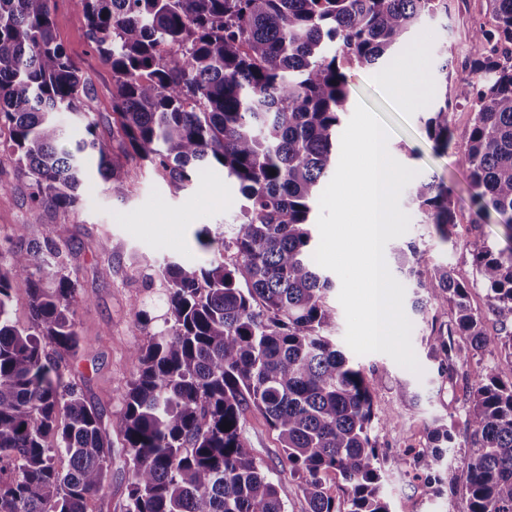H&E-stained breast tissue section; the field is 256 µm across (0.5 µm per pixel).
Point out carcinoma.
I'll return each instance as SVG.
<instances>
[{
	"label": "carcinoma",
	"instance_id": "1",
	"mask_svg": "<svg viewBox=\"0 0 512 512\" xmlns=\"http://www.w3.org/2000/svg\"><path fill=\"white\" fill-rule=\"evenodd\" d=\"M49 2L0 0V130L8 131L0 151L26 179L31 211H73L93 156L116 199L132 193L144 167L181 191L215 164L243 198L231 236L196 232L204 264L161 269L162 324L130 354L119 423L130 472L125 512H287L243 437L249 409L278 433L309 512H390L373 429L393 415L374 404L363 373L331 339L333 283L314 262L309 226L319 183L338 163L350 72L376 64L447 0H78L83 37L112 70L105 135L82 111L90 87L57 41ZM487 8L493 29L472 33L478 79L454 87L474 114L459 162L475 223L493 212L512 231V56L488 48L493 39L512 43V0ZM60 112L84 121L71 149L59 147ZM425 131L435 151L448 152V105L429 113ZM408 201L448 241V186L422 180ZM393 258L417 288L415 310H451L446 329L428 339L444 380L467 376L464 367L487 352L512 349L511 246L475 254L495 335L471 307L469 283L448 267L422 268L412 242L393 248ZM19 281L29 295L26 326L11 316ZM79 290L69 253L49 237L22 235L0 248V512H87L106 493L112 442L103 414L66 380L81 342ZM462 402L467 507L450 489L446 512H512V382L486 365ZM453 440L440 425L428 448L408 445L396 461L443 485ZM330 472L347 487L344 508L325 492Z\"/></svg>",
	"mask_w": 512,
	"mask_h": 512
}]
</instances>
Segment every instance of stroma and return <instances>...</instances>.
Wrapping results in <instances>:
<instances>
[{"label":"stroma","mask_w":512,"mask_h":512,"mask_svg":"<svg viewBox=\"0 0 512 512\" xmlns=\"http://www.w3.org/2000/svg\"><path fill=\"white\" fill-rule=\"evenodd\" d=\"M58 41L80 68L92 89L89 109L100 127L112 119V72L82 35L84 16L78 0H50ZM486 0H448V10L423 17L407 40L393 49L387 59L374 67L357 68L349 77V103H364L392 130L391 156L418 170L420 178L442 179L454 192L457 227L448 241H441L423 214L407 207L410 227L404 241L415 242L424 252L425 267L448 266L455 276L471 284L470 302L474 309L487 312L485 291L473 261L482 244L503 248L512 243V233L497 215L476 223L470 197V178L457 162L464 134L472 122L468 107L450 105L448 124L455 143L447 153L436 152L428 140L424 121L440 103L446 84L471 79L467 65L474 52L473 30L490 25ZM400 68L403 100H395L381 82L382 75ZM87 187L77 208L68 215L43 213L34 218L26 202V182L18 174L9 155L0 154V243L18 234L49 235L68 246L78 270L80 300L76 323L82 346L69 360L67 375L83 391L92 405L102 408L112 440V478L109 493L88 503V512H124L129 478L127 450L118 421L123 413L122 394L131 379V351L148 340L146 332L132 329L135 311L153 307L162 314L164 281L157 271L176 260L187 267L204 263L194 233L202 227H234L242 198L236 184L225 177L223 168H207L194 189L174 192L151 173L139 174L134 192L126 199L112 198L96 172L94 159H87ZM109 239L120 247L112 259L111 272H104L99 243ZM412 323L411 343L423 369L422 375L399 366L383 353L358 355L349 352L344 341V312L336 314L332 339L348 360L362 368L378 407L391 410L394 421L376 427L383 481L390 512H443L449 491H462L464 459L470 446L464 429V412L458 400V387L443 382L437 361L428 355L427 340L434 326L447 323L450 312L444 308L416 311L405 304ZM406 383L417 395L415 407L399 403L398 383ZM453 425L457 436L446 455L448 476L453 489L428 485L394 458L400 447L410 444L424 448L429 432L440 424ZM243 436L255 448L271 479L278 485L288 512H309L297 480L288 472L277 433L258 412L245 414Z\"/></svg>","instance_id":"stroma-1"}]
</instances>
